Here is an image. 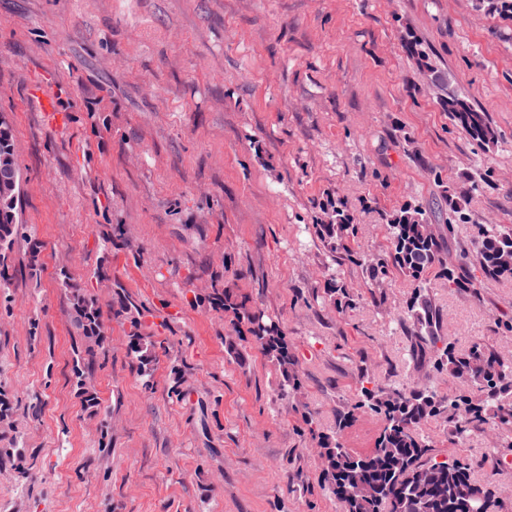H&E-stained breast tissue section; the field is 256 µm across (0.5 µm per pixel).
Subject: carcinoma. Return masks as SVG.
<instances>
[{
	"label": "carcinoma",
	"mask_w": 512,
	"mask_h": 512,
	"mask_svg": "<svg viewBox=\"0 0 512 512\" xmlns=\"http://www.w3.org/2000/svg\"><path fill=\"white\" fill-rule=\"evenodd\" d=\"M476 9L491 16L512 19V0H476ZM454 123L466 130L473 140L485 143L494 138L484 113L472 108L455 95L443 102ZM11 129L0 119V159L8 160L15 173L16 188L0 194V280H7L2 269L22 229L16 213L20 172L12 144ZM466 192L448 190L446 201L452 222L446 231H454V223L467 222L464 206ZM318 235L334 251H344L346 258L361 262L345 241L356 233L344 212L336 208L328 220L316 225ZM392 249L379 253L366 262V270L374 279L394 266L418 281L433 268L457 288L467 285L457 268L443 260L442 239L429 232L425 211L405 205L390 222ZM473 236L478 245L476 261L486 277H512V228L476 224ZM62 286L69 289L70 317L78 333L74 346L75 384L86 407L98 406V397L86 387L87 369L105 355V324L95 299L81 286L63 276ZM214 303L247 320L250 337L277 366L284 385L298 387L294 357L286 336L274 322L245 313V304L227 292L215 293ZM413 324L412 353L424 343L442 342L438 349L437 370L469 380L476 385L478 397L470 394L440 397L432 390L411 389L386 392L361 387L363 405L384 414L386 426L372 452L354 456L341 444L328 437L322 440L323 477L332 493L342 502L344 512H497L499 500L493 482L478 484L472 479V465L450 452L439 461L432 448L419 433L420 424L439 414H446L453 424L455 436L463 439L472 431L494 424L507 433L505 448L512 451V363L475 347L466 354L455 351L453 343L439 335L441 318L422 290L415 291L408 306ZM155 343L147 336L134 334L130 351L142 375H149ZM0 424L16 430V418L9 398L0 392Z\"/></svg>",
	"instance_id": "cac0c4a2"
}]
</instances>
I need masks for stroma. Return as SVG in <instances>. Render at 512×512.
Returning <instances> with one entry per match:
<instances>
[{
	"instance_id": "obj_1",
	"label": "stroma",
	"mask_w": 512,
	"mask_h": 512,
	"mask_svg": "<svg viewBox=\"0 0 512 512\" xmlns=\"http://www.w3.org/2000/svg\"><path fill=\"white\" fill-rule=\"evenodd\" d=\"M411 36L494 142L453 124ZM0 115L27 226L9 266L40 247L37 275L0 290V390L19 423L0 432V512H343L319 442L372 451L385 420L359 406L362 381L476 390L436 374L434 354L411 356L402 320L419 287L457 352L512 361V278L484 276L472 237L512 228V20L474 0H0ZM469 181V221L445 254L468 287L433 270L368 276L401 207L422 206L442 232L446 190ZM331 201L357 227L361 264L315 233ZM65 274L102 311L135 307L106 322L92 410L74 386ZM334 280L352 306L326 294ZM217 289L279 322L298 388L282 392L246 323L212 304ZM136 331L157 343L149 387ZM418 431L493 479L512 512L501 430L460 440L436 417Z\"/></svg>"
}]
</instances>
